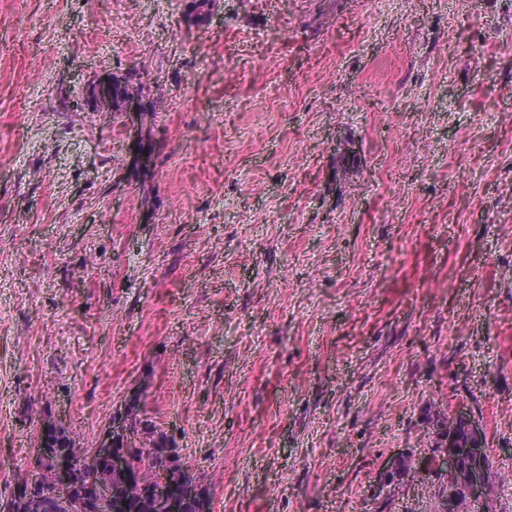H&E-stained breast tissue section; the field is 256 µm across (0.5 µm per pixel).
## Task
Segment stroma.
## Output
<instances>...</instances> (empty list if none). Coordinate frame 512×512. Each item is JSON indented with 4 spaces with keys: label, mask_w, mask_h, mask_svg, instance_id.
<instances>
[{
    "label": "stroma",
    "mask_w": 512,
    "mask_h": 512,
    "mask_svg": "<svg viewBox=\"0 0 512 512\" xmlns=\"http://www.w3.org/2000/svg\"><path fill=\"white\" fill-rule=\"evenodd\" d=\"M0 0V501L126 415L211 512H512V0ZM144 109L96 111V78ZM487 445L483 430L470 410L455 411L448 417L446 427L437 432L425 461L412 452L402 450L389 457L381 470V488L411 479L422 478L438 488V506L446 499L450 512H466L468 506L486 496L492 483L491 463L485 464ZM448 493L451 498L448 504ZM448 510L444 512H448ZM142 433L143 435L148 434L145 438L139 440L142 442V448H138V456L140 460H143L144 462L149 461L151 463H154L155 458L152 456V452L150 451V448H164L166 451L167 449L169 451H174L173 448V442L169 440L168 436L162 432L160 434L156 433L155 431H150ZM147 444L151 446L147 447Z\"/></svg>",
    "instance_id": "stroma-1"
}]
</instances>
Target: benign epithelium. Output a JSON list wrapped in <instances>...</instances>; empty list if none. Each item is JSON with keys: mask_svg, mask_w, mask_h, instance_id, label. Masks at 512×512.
<instances>
[{"mask_svg": "<svg viewBox=\"0 0 512 512\" xmlns=\"http://www.w3.org/2000/svg\"><path fill=\"white\" fill-rule=\"evenodd\" d=\"M87 92L103 112L112 111V80L92 82ZM124 441L129 447H136L129 429L117 422L112 425L106 437L88 449L80 463V474L86 485L97 488L98 496L94 512L111 509V490L99 484L102 471L108 469L123 487L134 484L148 489L155 495L156 512H177L175 500L156 487L161 481L165 484L178 482L188 492L193 491L194 483L185 481L177 472L161 471V461L156 466L141 464L130 453H116L113 447ZM487 445L483 430L469 410L456 411L448 417L446 427L437 432L429 449L427 459L422 461L406 450L389 457L381 470V488L402 481L408 482L417 477L427 479L437 488L448 486L451 498L449 512H468V506L486 496L492 483V476L485 464ZM73 465L68 455L62 453L54 460L53 476L48 481L33 480L26 487V497L38 501L45 499H73Z\"/></svg>", "mask_w": 512, "mask_h": 512, "instance_id": "benign-epithelium-1", "label": "benign epithelium"}]
</instances>
